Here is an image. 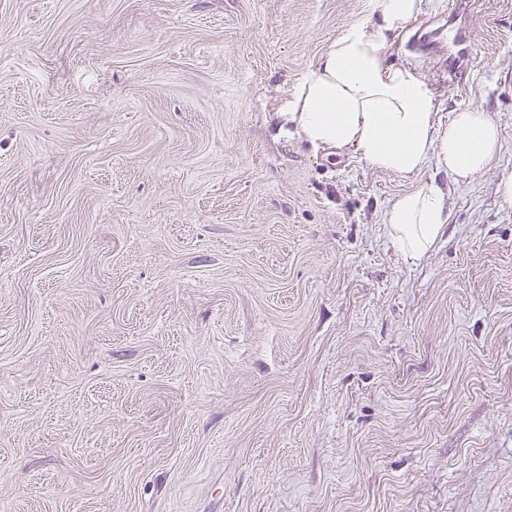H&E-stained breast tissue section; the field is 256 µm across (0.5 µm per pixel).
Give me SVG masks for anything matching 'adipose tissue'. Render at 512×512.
<instances>
[{
	"label": "adipose tissue",
	"mask_w": 512,
	"mask_h": 512,
	"mask_svg": "<svg viewBox=\"0 0 512 512\" xmlns=\"http://www.w3.org/2000/svg\"><path fill=\"white\" fill-rule=\"evenodd\" d=\"M421 0H374L377 26L340 32L299 83L280 132L317 148H352L370 166L400 175L420 172L430 160L454 182L485 171L500 148V129L488 112L469 108L447 126L436 118L426 84L385 62L386 35L416 13ZM383 221L403 258L420 260L448 229L445 191L436 180L397 197Z\"/></svg>",
	"instance_id": "ef3b65f1"
}]
</instances>
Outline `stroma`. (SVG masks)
Here are the masks:
<instances>
[{
    "instance_id": "obj_1",
    "label": "stroma",
    "mask_w": 512,
    "mask_h": 512,
    "mask_svg": "<svg viewBox=\"0 0 512 512\" xmlns=\"http://www.w3.org/2000/svg\"><path fill=\"white\" fill-rule=\"evenodd\" d=\"M465 22L460 86L386 48L500 128L452 184L278 131L372 0H0V512H512V0ZM383 221L403 259L420 260L448 230L446 191L430 179L397 197L386 209Z\"/></svg>"
}]
</instances>
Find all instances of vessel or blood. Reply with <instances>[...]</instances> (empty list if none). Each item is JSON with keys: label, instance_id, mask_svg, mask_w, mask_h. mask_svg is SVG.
Wrapping results in <instances>:
<instances>
[{"label": "vessel or blood", "instance_id": "b4317fda", "mask_svg": "<svg viewBox=\"0 0 512 512\" xmlns=\"http://www.w3.org/2000/svg\"><path fill=\"white\" fill-rule=\"evenodd\" d=\"M407 42L422 55L430 54L437 46H447L450 83H460L473 64L472 38L465 24H446L437 28L417 24L411 28Z\"/></svg>", "mask_w": 512, "mask_h": 512}]
</instances>
